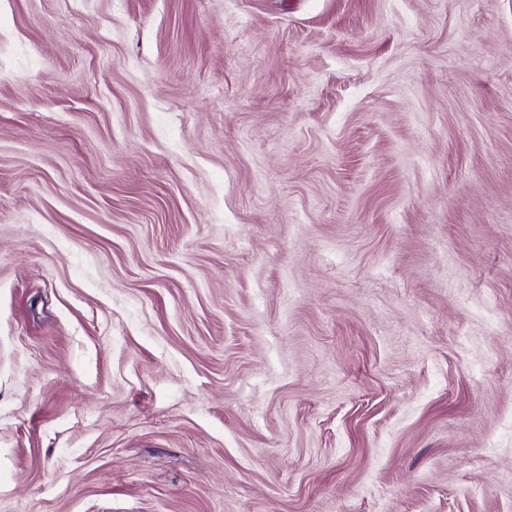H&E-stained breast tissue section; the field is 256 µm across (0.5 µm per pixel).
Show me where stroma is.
I'll use <instances>...</instances> for the list:
<instances>
[{
  "mask_svg": "<svg viewBox=\"0 0 512 512\" xmlns=\"http://www.w3.org/2000/svg\"><path fill=\"white\" fill-rule=\"evenodd\" d=\"M0 512H512V0H0Z\"/></svg>",
  "mask_w": 512,
  "mask_h": 512,
  "instance_id": "stroma-1",
  "label": "stroma"
}]
</instances>
